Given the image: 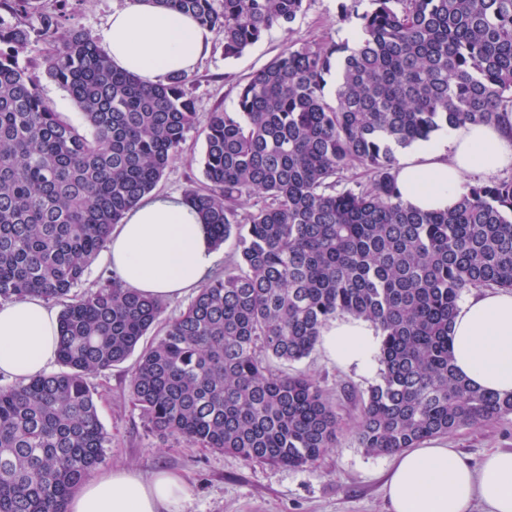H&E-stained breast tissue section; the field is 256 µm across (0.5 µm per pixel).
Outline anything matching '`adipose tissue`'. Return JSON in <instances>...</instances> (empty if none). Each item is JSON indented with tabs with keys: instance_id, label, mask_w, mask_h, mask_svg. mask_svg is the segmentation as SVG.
<instances>
[{
	"instance_id": "obj_1",
	"label": "adipose tissue",
	"mask_w": 512,
	"mask_h": 512,
	"mask_svg": "<svg viewBox=\"0 0 512 512\" xmlns=\"http://www.w3.org/2000/svg\"><path fill=\"white\" fill-rule=\"evenodd\" d=\"M212 33L191 16L154 0H127L95 40L114 69L151 85L173 72H193ZM512 166V113L492 124H464L415 144L401 158L404 202L423 211L453 208L468 176H493ZM107 259L124 287L160 298L198 288L217 261L205 224L180 195H148L112 231ZM59 315L40 297L0 304V373L17 379L44 374L58 357ZM327 356L367 372L378 345L374 327L348 318L321 335ZM449 347L457 372L472 385L512 393V292L472 297L459 305ZM189 493L178 473L143 476L113 466L87 479L67 512H178ZM386 495L392 512H512V451L472 464L454 449L408 448L395 461Z\"/></svg>"
}]
</instances>
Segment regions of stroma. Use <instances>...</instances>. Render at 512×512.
Wrapping results in <instances>:
<instances>
[{"label": "stroma", "mask_w": 512, "mask_h": 512, "mask_svg": "<svg viewBox=\"0 0 512 512\" xmlns=\"http://www.w3.org/2000/svg\"><path fill=\"white\" fill-rule=\"evenodd\" d=\"M338 0H309L307 11L291 27H273L241 57L228 59L219 38H212L206 56L193 73L190 88L199 118L216 109L233 110L237 85L277 56L289 42L343 38L336 24ZM205 138L190 133L179 158L155 188L159 194H180L202 179ZM135 358L88 375L100 420L112 438L104 467L127 465L143 474L172 470L189 485L180 512H390L385 484L392 470L390 455H372L360 448L352 427L359 416V398L379 380L378 370L364 373L343 367L322 347L301 361H272L273 370L301 372L320 381L343 422L338 447L329 449L314 467L289 468L247 464L237 455L188 446L183 440L152 431L128 398ZM437 444L456 449L472 462L494 450H512V415L440 436Z\"/></svg>", "instance_id": "35a3bbf8"}]
</instances>
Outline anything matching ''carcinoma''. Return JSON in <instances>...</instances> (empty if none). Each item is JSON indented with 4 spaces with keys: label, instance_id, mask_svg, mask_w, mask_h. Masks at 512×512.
Segmentation results:
<instances>
[{
    "label": "carcinoma",
    "instance_id": "carcinoma-1",
    "mask_svg": "<svg viewBox=\"0 0 512 512\" xmlns=\"http://www.w3.org/2000/svg\"><path fill=\"white\" fill-rule=\"evenodd\" d=\"M37 2L0 0L17 18L0 22V299L62 305L64 370L0 386V512H65L112 444L86 376L137 349L129 396L150 428L246 462L312 467L339 444L320 383L269 365L308 357L339 316L371 322L380 340L355 425L368 452L512 414V394L470 385L448 349L466 292L512 289V180L423 212L402 200L395 154L512 112V0H340L336 24L358 21L356 42L296 40L239 85L234 110L209 113L204 181L184 197L213 246L235 238V259L174 318L115 275L72 289L199 124L192 75L145 85L112 67L67 0L51 12ZM155 2L220 35L234 58L308 0ZM34 38L81 124L20 63ZM353 168L367 181L346 184Z\"/></svg>",
    "mask_w": 512,
    "mask_h": 512
}]
</instances>
